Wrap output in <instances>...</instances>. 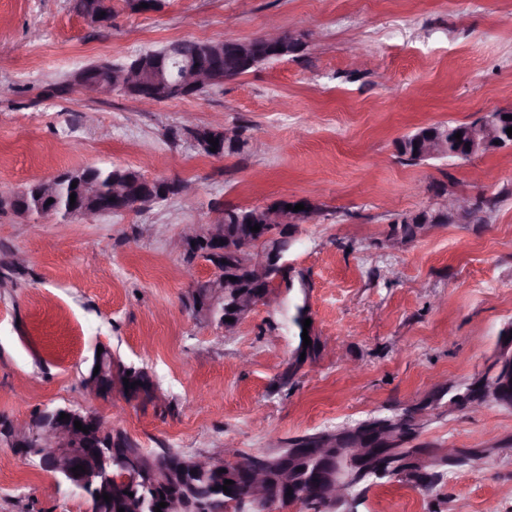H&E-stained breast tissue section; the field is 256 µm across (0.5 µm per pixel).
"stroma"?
Segmentation results:
<instances>
[{
  "instance_id": "obj_1",
  "label": "stroma",
  "mask_w": 512,
  "mask_h": 512,
  "mask_svg": "<svg viewBox=\"0 0 512 512\" xmlns=\"http://www.w3.org/2000/svg\"><path fill=\"white\" fill-rule=\"evenodd\" d=\"M76 0H0V195L63 170L130 167L191 192L97 223L0 210V421L28 423L73 406L113 420L140 448L220 458L429 398L468 382L512 323V150L406 164L396 142L434 123L465 124L512 108V0H161L110 25ZM304 36L297 56L268 61L198 95L145 104L84 97L72 76L99 61L170 43L247 40L270 20ZM244 126L257 150L216 159L183 127ZM481 195L483 216L390 249L394 222L434 190ZM307 197L323 216L300 225L286 259L303 285L278 289L234 331L196 318L185 225L225 209ZM306 303L328 349L296 376L291 323ZM148 373L149 400L92 396L82 383L97 347ZM421 441L494 447L448 471L429 493L382 480L358 512H512V409L441 404ZM0 435V512H92L88 499Z\"/></svg>"
}]
</instances>
